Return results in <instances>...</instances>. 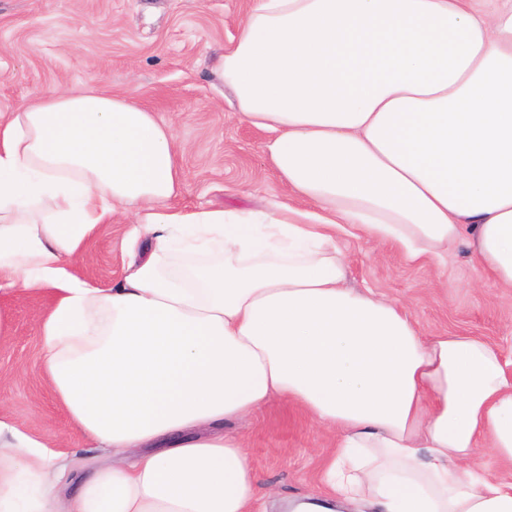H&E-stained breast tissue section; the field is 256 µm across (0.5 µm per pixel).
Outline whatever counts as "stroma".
Here are the masks:
<instances>
[{
	"label": "stroma",
	"mask_w": 512,
	"mask_h": 512,
	"mask_svg": "<svg viewBox=\"0 0 512 512\" xmlns=\"http://www.w3.org/2000/svg\"><path fill=\"white\" fill-rule=\"evenodd\" d=\"M253 0H0V114L35 96L73 86L133 99L171 123L182 157L183 183L171 205L266 210L293 196L272 167L268 131L241 122L210 71V53L230 45ZM131 222L113 219L86 243L73 272L104 284L120 278L134 255ZM347 284L400 302L429 336L464 332L486 338L512 359V290L485 280L464 250L447 262L412 263L392 245L373 248L338 234ZM51 292L1 293L0 415L48 439L59 463L81 457L102 464L84 447L42 372L40 327ZM259 482L271 490L263 512H293L321 487V465L332 436L302 409L271 400L237 425Z\"/></svg>",
	"instance_id": "1"
}]
</instances>
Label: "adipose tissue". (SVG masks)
<instances>
[{"label":"adipose tissue","mask_w":512,"mask_h":512,"mask_svg":"<svg viewBox=\"0 0 512 512\" xmlns=\"http://www.w3.org/2000/svg\"><path fill=\"white\" fill-rule=\"evenodd\" d=\"M211 70L315 211L169 204L170 125L124 97L52 92L0 118V292L52 291L43 369L109 463L64 468L0 418V512H258L226 425L283 397L334 436L324 497L373 512H512V373L496 347L424 336L346 287L337 232L512 288V0H254ZM148 252L117 282L71 268L98 225ZM202 261L176 263L178 252Z\"/></svg>","instance_id":"ef3b65f1"}]
</instances>
